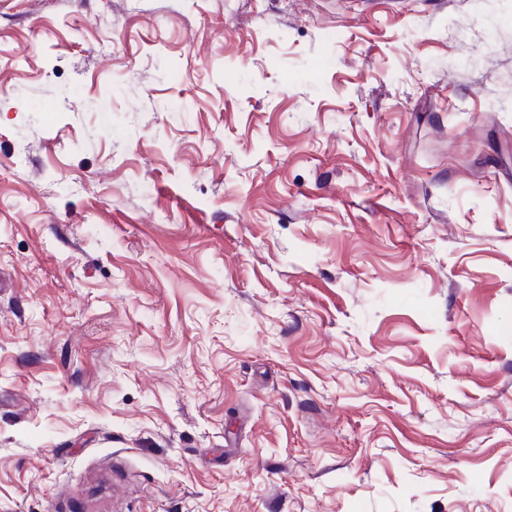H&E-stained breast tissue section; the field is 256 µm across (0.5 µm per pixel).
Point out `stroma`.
<instances>
[{
  "instance_id": "35a3bbf8",
  "label": "stroma",
  "mask_w": 512,
  "mask_h": 512,
  "mask_svg": "<svg viewBox=\"0 0 512 512\" xmlns=\"http://www.w3.org/2000/svg\"><path fill=\"white\" fill-rule=\"evenodd\" d=\"M0 512H512V0H0Z\"/></svg>"
}]
</instances>
